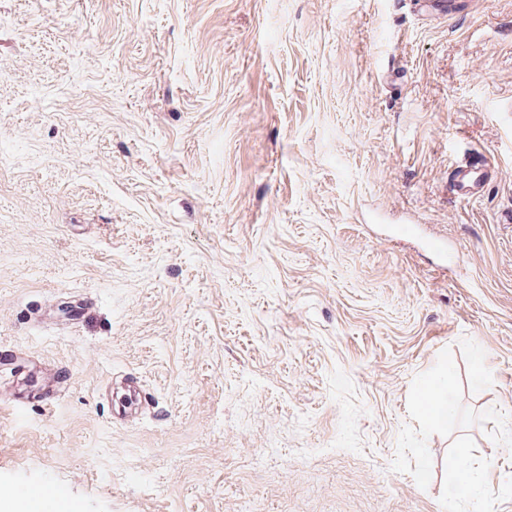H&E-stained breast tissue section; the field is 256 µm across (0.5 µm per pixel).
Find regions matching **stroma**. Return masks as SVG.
Segmentation results:
<instances>
[{"instance_id": "35a3bbf8", "label": "stroma", "mask_w": 512, "mask_h": 512, "mask_svg": "<svg viewBox=\"0 0 512 512\" xmlns=\"http://www.w3.org/2000/svg\"><path fill=\"white\" fill-rule=\"evenodd\" d=\"M1 346L0 512H512V0H0ZM493 177L490 154L483 149H473L466 160L452 168L449 193L454 199L477 198L486 191ZM26 369L14 375V393L10 398L15 406H24L31 400L41 402L49 406L57 396L56 388L68 377V370L64 367L57 369L52 381L42 380L34 371V368L26 363Z\"/></svg>"}]
</instances>
